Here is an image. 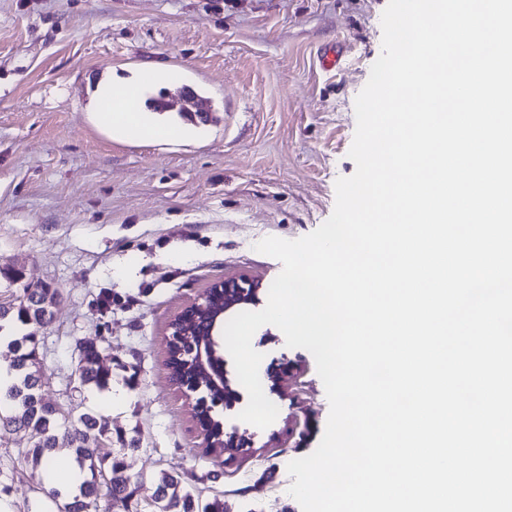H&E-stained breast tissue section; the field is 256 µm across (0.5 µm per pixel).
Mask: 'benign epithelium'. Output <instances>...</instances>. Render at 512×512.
<instances>
[{
	"label": "benign epithelium",
	"instance_id": "obj_1",
	"mask_svg": "<svg viewBox=\"0 0 512 512\" xmlns=\"http://www.w3.org/2000/svg\"><path fill=\"white\" fill-rule=\"evenodd\" d=\"M260 290L259 284L244 279L218 280L169 324L167 365L173 385L188 398L205 385L219 395L212 406L206 400L192 404L196 426L210 447L226 450L251 447L250 438L236 428L215 437L210 432L207 416L217 407L231 408L242 399L228 377L220 338L228 317L247 305L259 304ZM288 374L287 361L274 364L266 371L269 391L282 399L287 396Z\"/></svg>",
	"mask_w": 512,
	"mask_h": 512
}]
</instances>
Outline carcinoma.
<instances>
[{"label":"carcinoma","instance_id":"carcinoma-1","mask_svg":"<svg viewBox=\"0 0 512 512\" xmlns=\"http://www.w3.org/2000/svg\"><path fill=\"white\" fill-rule=\"evenodd\" d=\"M59 297L58 289L48 284L25 285L17 302L0 309V332L8 325L23 330L7 344L12 353L7 371L14 381L0 387V434L26 433L30 442L27 458L36 466L58 458H66L76 466L79 481L74 488L63 490L50 480L42 487L58 512H89L92 507L97 512H112V502H126L134 494L129 478L124 475V457L139 449L140 439L120 437V452L109 458L100 457L96 452L99 442L111 438L103 416L86 412L74 424L43 401L39 389L41 365L37 357L39 336L34 327H43L51 321ZM78 351L75 374L80 385L98 390L108 388L111 373L100 367V352L95 343L81 344ZM103 486L107 492L102 505ZM151 499L155 512H227L221 500L202 503V494L186 489L182 477L174 471L162 470L154 478Z\"/></svg>","mask_w":512,"mask_h":512}]
</instances>
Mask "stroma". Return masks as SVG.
I'll list each match as a JSON object with an SVG mask.
<instances>
[{
	"mask_svg": "<svg viewBox=\"0 0 512 512\" xmlns=\"http://www.w3.org/2000/svg\"><path fill=\"white\" fill-rule=\"evenodd\" d=\"M388 0H0V302L23 284L60 298L39 331L41 395L71 418L94 411L138 437L125 457L137 492L112 512H149L152 481L181 474L229 512H302L289 462L318 447L329 402L313 355L267 324L252 338L263 365L295 368L267 428L224 411L254 436L226 454L205 447L170 381L171 319L229 276L282 270L262 239L304 237L332 214L352 176L355 99L382 51ZM346 43L333 71L322 49ZM177 70L209 119L185 138L121 136L91 105L115 73ZM98 345L109 389L80 387L76 344ZM25 434L0 438V493L10 512H57L23 460Z\"/></svg>",
	"mask_w": 512,
	"mask_h": 512,
	"instance_id": "1",
	"label": "stroma"
}]
</instances>
